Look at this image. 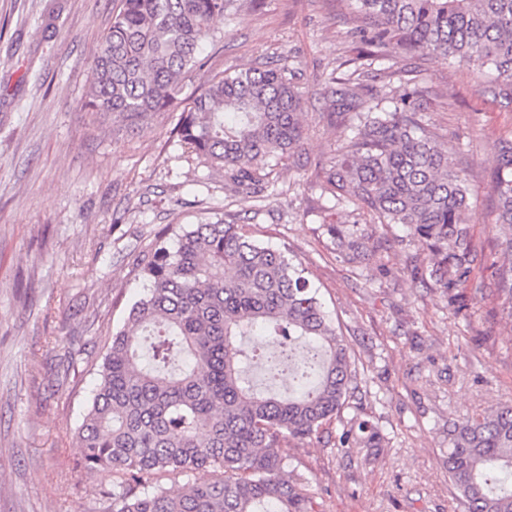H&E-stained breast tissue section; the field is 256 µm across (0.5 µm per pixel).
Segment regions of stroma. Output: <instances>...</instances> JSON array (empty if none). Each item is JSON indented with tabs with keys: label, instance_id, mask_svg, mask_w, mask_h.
<instances>
[{
	"label": "stroma",
	"instance_id": "1",
	"mask_svg": "<svg viewBox=\"0 0 512 512\" xmlns=\"http://www.w3.org/2000/svg\"><path fill=\"white\" fill-rule=\"evenodd\" d=\"M115 0H0V512H102L113 477L75 468L105 345L141 284L139 256L167 224L221 218L288 247L346 343L371 365L363 408L379 448L325 439L285 448V473L318 512H465L448 479V422L512 405V322H492L497 259L490 171L512 135V104L479 86L475 70L389 52L401 79L365 82L393 97L424 90L423 121L463 171L471 197L469 280L448 294L406 272L417 246L401 225L381 263L336 255L330 224L369 216L322 191L347 132L323 115L321 83L348 72L357 22L343 0H239L216 19L222 43L186 81L194 93L227 69L288 66L305 94L302 146L263 192L226 186L224 171L176 145L174 112L141 119L85 108L90 68Z\"/></svg>",
	"mask_w": 512,
	"mask_h": 512
}]
</instances>
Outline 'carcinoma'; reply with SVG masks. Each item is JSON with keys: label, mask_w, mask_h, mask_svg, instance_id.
Wrapping results in <instances>:
<instances>
[{"label": "carcinoma", "mask_w": 512, "mask_h": 512, "mask_svg": "<svg viewBox=\"0 0 512 512\" xmlns=\"http://www.w3.org/2000/svg\"><path fill=\"white\" fill-rule=\"evenodd\" d=\"M236 0H118L91 69L93 112L131 118L181 110L175 135L199 161L255 193L264 172L304 139L303 94L287 66L234 70L183 96L187 74L212 23ZM360 25L354 70L322 89L330 122H348L341 154L325 172L337 203L367 210L371 224H330L336 252L371 263L384 242L377 228L405 226L424 259L410 276L453 291L476 254L465 216L466 179L420 114V92L373 105L364 74L390 46L465 64L512 100V0H346ZM495 224L503 259L493 288L494 315L512 320V140L501 142L492 173ZM144 292L112 333L76 440L78 465L116 477L107 512H316L285 477L279 449L327 435L338 448H379L378 429L344 411L361 371L310 286L305 269L222 219L169 224L136 262ZM267 336L271 352L242 341ZM271 383L288 367L296 389L277 396L257 387L253 364ZM448 476L465 512H512V407L448 421ZM218 471L211 482L178 489L161 479Z\"/></svg>", "instance_id": "obj_1"}]
</instances>
